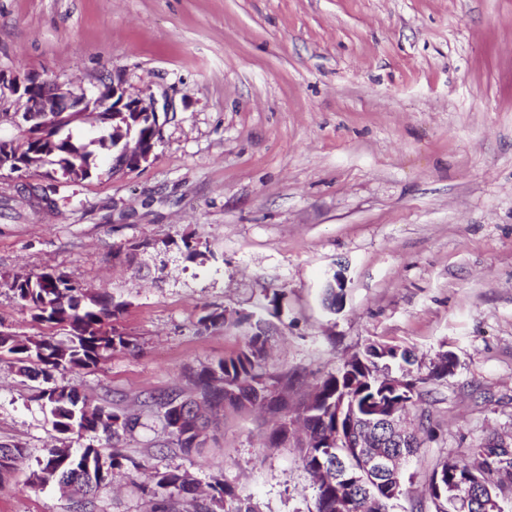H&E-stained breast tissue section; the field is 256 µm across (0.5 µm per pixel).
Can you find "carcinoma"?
<instances>
[{
  "mask_svg": "<svg viewBox=\"0 0 512 512\" xmlns=\"http://www.w3.org/2000/svg\"><path fill=\"white\" fill-rule=\"evenodd\" d=\"M133 133L144 139L160 140L161 129L156 120L148 116L136 125ZM89 144L71 141V137L56 140L55 144L33 147L31 143L17 144L20 154L12 157V162L23 164L28 153L35 152L38 166L49 164L58 166L64 173L76 179L88 176L89 159L92 151ZM14 298L23 306L34 311V317L55 323L69 324V339L65 343H51L46 340L27 339L18 341L8 333L0 332V347L17 355L21 363L20 372L34 377H43L48 387L42 390V398L52 406L53 427L60 433L95 432L99 429L112 432L130 431L138 424V418L113 411L112 424L97 427L87 419L86 408L97 409L82 398L76 389L59 384L52 379V371L65 369H87L97 365L103 353L117 347H124L127 341L115 330L104 329L105 321L116 315L119 307L112 304L106 294L86 295L88 304H81V288L61 274L43 272L34 276L17 278L10 286ZM266 337L261 327L251 335L244 348L234 357L219 362L216 366H205L197 372L198 396L211 406L248 408L274 404L268 397L265 374L260 371V361L265 353ZM396 363L401 369L400 378L407 382L409 395L392 394L387 386L389 364ZM413 364L412 351L393 345L387 351H379L374 345L366 346L354 355V360L327 376L318 386L316 393L303 402L297 410L296 419L303 421L307 431L301 447L302 462L311 477L316 492V512H336V499L346 501V512H392L393 501L400 495L404 476L387 478L377 486L360 487L354 477H349L341 488L326 483L322 470L332 462L323 441L336 431L345 437L357 439L362 436L359 423L348 419L336 420V400L341 397L356 402L357 406L368 400L390 412L393 401L404 399L415 407L423 401L420 385L448 377L453 360L444 353L434 363L428 376L416 378L409 365ZM166 407L168 425L181 423L180 429L172 430L176 444L185 452L203 447L206 441V425L194 423L192 418H183L179 402L171 398L163 402ZM430 416L421 414L419 426L402 433L382 428L378 434L384 439L383 452L397 450L407 456L417 457L423 447V435L428 432ZM25 460L23 449L0 444V471ZM135 470L140 464L123 454L120 449H112L107 459H102L98 449L76 448L72 454L63 456V449L52 448L37 461L38 469L33 472L35 480L41 484L55 482L69 488L72 481L86 495L112 480V471L125 465ZM479 480L484 484L482 497L501 499L505 487L512 488V444L503 446V440L491 438L470 460L448 459L434 467L427 496L434 512H456L449 486L457 479ZM156 486L165 492L162 500L156 503L154 512H172L175 496L190 491V482L176 472H163L155 475ZM255 512L253 507L242 501L224 487H213L209 499L197 504L196 512Z\"/></svg>",
  "mask_w": 512,
  "mask_h": 512,
  "instance_id": "carcinoma-1",
  "label": "carcinoma"
}]
</instances>
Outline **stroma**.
<instances>
[{
    "label": "stroma",
    "instance_id": "obj_1",
    "mask_svg": "<svg viewBox=\"0 0 512 512\" xmlns=\"http://www.w3.org/2000/svg\"><path fill=\"white\" fill-rule=\"evenodd\" d=\"M85 85L116 76L172 110L148 163L90 178L0 170V330H65L18 303L53 271L121 306L130 344L57 371L92 404L140 420L118 438L61 434L41 379L0 351V512H76L32 473L50 448H114L136 470L85 512H153L154 476L194 497L231 488L255 512H315L295 440L276 422L371 343L400 345L437 427L404 467L394 512L421 507L433 467L512 438V0H0V73ZM347 279L339 310L325 285ZM209 312L223 324L200 322ZM263 326L278 411L219 410L184 453L160 405ZM456 368L431 382L442 353Z\"/></svg>",
    "mask_w": 512,
    "mask_h": 512
}]
</instances>
